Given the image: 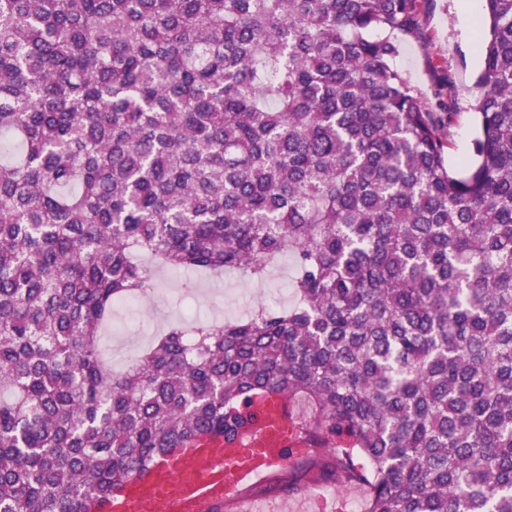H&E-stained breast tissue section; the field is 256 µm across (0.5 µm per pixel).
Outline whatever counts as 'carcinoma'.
Here are the masks:
<instances>
[{
    "label": "carcinoma",
    "mask_w": 512,
    "mask_h": 512,
    "mask_svg": "<svg viewBox=\"0 0 512 512\" xmlns=\"http://www.w3.org/2000/svg\"><path fill=\"white\" fill-rule=\"evenodd\" d=\"M474 161L392 64L419 0H0V512H101L255 397L366 512H512V0H485ZM288 309L178 322L116 373L168 268Z\"/></svg>",
    "instance_id": "carcinoma-1"
}]
</instances>
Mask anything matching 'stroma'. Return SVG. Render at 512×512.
<instances>
[{"instance_id": "35a3bbf8", "label": "stroma", "mask_w": 512, "mask_h": 512, "mask_svg": "<svg viewBox=\"0 0 512 512\" xmlns=\"http://www.w3.org/2000/svg\"><path fill=\"white\" fill-rule=\"evenodd\" d=\"M400 42L395 66L435 111L454 115L448 134V167L461 170L473 157L478 98L474 83L483 66L477 23L463 17L460 0H424L415 33L401 35ZM155 274L161 286L154 299L137 300L129 311H117L102 331L105 355L114 371H123L170 324L196 318L226 323L265 304L290 307L297 302L291 286L297 270L288 254L263 282L248 281L230 270L217 274L159 268ZM322 470V460L305 455L250 493L277 496L288 481L303 476L309 481L306 496L335 498L341 512H364L366 486L328 481Z\"/></svg>"}]
</instances>
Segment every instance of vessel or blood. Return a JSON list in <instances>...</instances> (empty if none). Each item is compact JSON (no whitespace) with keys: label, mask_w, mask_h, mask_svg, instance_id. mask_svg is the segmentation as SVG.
I'll list each match as a JSON object with an SVG mask.
<instances>
[{"label":"vessel or blood","mask_w":512,"mask_h":512,"mask_svg":"<svg viewBox=\"0 0 512 512\" xmlns=\"http://www.w3.org/2000/svg\"><path fill=\"white\" fill-rule=\"evenodd\" d=\"M254 423L232 444L207 438L155 462L103 512H287L278 499L247 500L244 489L288 466L304 448L288 398L255 402Z\"/></svg>","instance_id":"b4317fda"}]
</instances>
